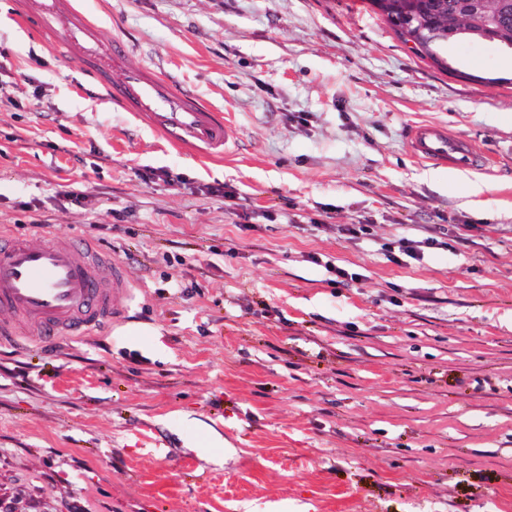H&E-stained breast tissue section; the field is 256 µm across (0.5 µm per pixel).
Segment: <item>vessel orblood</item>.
I'll list each match as a JSON object with an SVG mask.
<instances>
[{"instance_id": "obj_1", "label": "vessel or blood", "mask_w": 512, "mask_h": 512, "mask_svg": "<svg viewBox=\"0 0 512 512\" xmlns=\"http://www.w3.org/2000/svg\"><path fill=\"white\" fill-rule=\"evenodd\" d=\"M34 33L74 59L113 105L147 123L177 149L223 155L230 122L154 68L131 59L126 42L105 38L75 0H20ZM408 146L419 160L481 172L486 158L469 139L437 124L415 126ZM133 284L122 263L71 237L37 243L0 230V334L26 330L33 339L84 336L116 318Z\"/></svg>"}]
</instances>
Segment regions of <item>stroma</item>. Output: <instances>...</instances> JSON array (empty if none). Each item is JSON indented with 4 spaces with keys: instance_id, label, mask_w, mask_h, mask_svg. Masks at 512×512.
I'll list each match as a JSON object with an SVG mask.
<instances>
[{
    "instance_id": "1",
    "label": "stroma",
    "mask_w": 512,
    "mask_h": 512,
    "mask_svg": "<svg viewBox=\"0 0 512 512\" xmlns=\"http://www.w3.org/2000/svg\"><path fill=\"white\" fill-rule=\"evenodd\" d=\"M81 3L234 138L176 151L0 0V226L137 284L93 335L0 340V512H512V51L441 71L366 0ZM417 123L491 170L449 184ZM408 146L419 160L447 164L448 167L481 172L486 158L469 139L456 136L437 124H422L411 129Z\"/></svg>"
}]
</instances>
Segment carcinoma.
I'll list each match as a JSON object with an SVG mask.
<instances>
[{"label":"carcinoma","instance_id":"1","mask_svg":"<svg viewBox=\"0 0 512 512\" xmlns=\"http://www.w3.org/2000/svg\"><path fill=\"white\" fill-rule=\"evenodd\" d=\"M413 51L431 59L442 70L448 63L438 50L450 41L448 16L457 10L459 0H368Z\"/></svg>","mask_w":512,"mask_h":512}]
</instances>
